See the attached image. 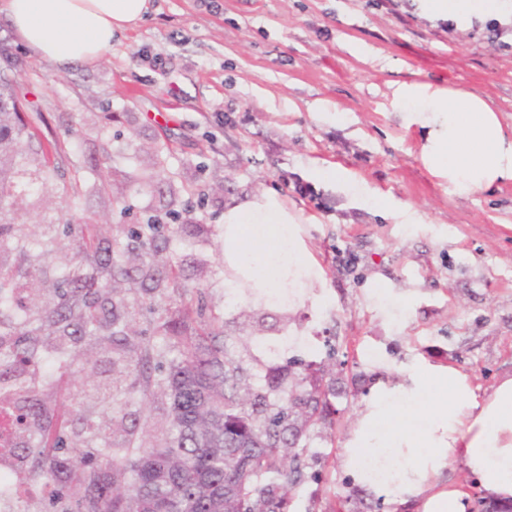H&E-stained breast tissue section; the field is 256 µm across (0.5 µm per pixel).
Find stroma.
<instances>
[{
	"mask_svg": "<svg viewBox=\"0 0 512 512\" xmlns=\"http://www.w3.org/2000/svg\"><path fill=\"white\" fill-rule=\"evenodd\" d=\"M152 3L104 58L64 69L37 59L0 15V70L23 116L41 115L34 133L45 152L28 168L54 169L15 197L9 219L23 226L27 245L5 262H43L24 293L41 301L76 262L59 227L63 214L91 219L106 239L154 217L174 225L154 258L135 249L120 263L178 266L180 285L223 313L227 359L249 369L260 360L318 361L327 343L339 347L340 413L333 428H309L289 512H393L344 464V443L374 383H397L401 368L424 361L468 373L483 396L512 376V182L457 193L424 159L421 107L395 94L405 84L476 93L512 134V0L498 35L479 16L449 25L423 0ZM141 49L161 65L137 62ZM323 168L334 179L319 177ZM284 174L311 185L319 203L283 192ZM269 194L299 218L319 276L284 309L247 294L228 306L224 214ZM375 197L383 207L372 205ZM401 206L416 223L394 216ZM47 237L42 260L35 244ZM380 284L394 307L376 301ZM175 299L164 280L143 294L127 319L135 341H155ZM105 347L86 336L72 343L66 371L51 360L35 365L49 402L66 395L111 421L97 389ZM119 378L123 411L136 420L139 444L152 447L168 432L171 402L159 389L141 397L129 371Z\"/></svg>",
	"mask_w": 512,
	"mask_h": 512,
	"instance_id": "35a3bbf8",
	"label": "stroma"
}]
</instances>
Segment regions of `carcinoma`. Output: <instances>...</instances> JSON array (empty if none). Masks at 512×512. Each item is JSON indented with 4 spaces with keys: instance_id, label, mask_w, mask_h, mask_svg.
Wrapping results in <instances>:
<instances>
[{
    "instance_id": "cac0c4a2",
    "label": "carcinoma",
    "mask_w": 512,
    "mask_h": 512,
    "mask_svg": "<svg viewBox=\"0 0 512 512\" xmlns=\"http://www.w3.org/2000/svg\"><path fill=\"white\" fill-rule=\"evenodd\" d=\"M33 134L17 112H0V149L17 155L27 152ZM18 185L0 176V254L18 247L20 229L6 220ZM163 225L149 222L146 230H132L127 236H114L103 243L92 224L69 227L74 234L78 260L72 281L79 287L51 307L40 306L13 327L16 339L9 354L0 359L3 372L19 362L39 356L37 345L29 344L28 325L34 317L55 336L53 351L66 353V342L80 336H106L112 344V365L126 364L136 373L138 392L147 395L161 387L171 400V430L164 442L151 448L137 446L136 425L119 421L106 427L71 403L82 429L75 434L78 443L99 445L93 456L58 457L64 447L59 433L47 426L49 411L40 392L18 383V394L26 403V424L38 433L34 468L45 484L78 487L72 512H286L287 493L271 481L274 476L294 484L301 477L299 454L288 458V436L299 438L307 424H324L338 409L331 402L335 393L315 368L292 383L278 368L271 366L264 384L251 386L243 369L224 359V318L211 316L200 328L185 333L178 321L160 325L163 343H131L124 320L140 299L131 296L103 298L95 289L97 281L80 276L83 261L105 253L100 267L111 277H127L129 271L118 258L132 244L149 252L157 248V233ZM19 275L0 266V300L17 299ZM165 378L153 376L154 361L170 352ZM261 407V414L245 408L247 401ZM124 432V448H112L114 430ZM232 484V495L224 498V484Z\"/></svg>"
}]
</instances>
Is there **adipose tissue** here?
<instances>
[{"label": "adipose tissue", "instance_id": "1", "mask_svg": "<svg viewBox=\"0 0 512 512\" xmlns=\"http://www.w3.org/2000/svg\"><path fill=\"white\" fill-rule=\"evenodd\" d=\"M149 9V0H0V15L34 54L62 67L99 61ZM402 99L422 102L425 158L460 193L512 181V137L482 97L419 89ZM223 235L224 264L255 301L278 304L317 275L296 217L275 196L230 208ZM345 448L358 481L402 512H470L467 491L438 481L454 459L485 496L511 505L512 377L481 397L461 370L416 364L401 383L372 387Z\"/></svg>", "mask_w": 512, "mask_h": 512}]
</instances>
